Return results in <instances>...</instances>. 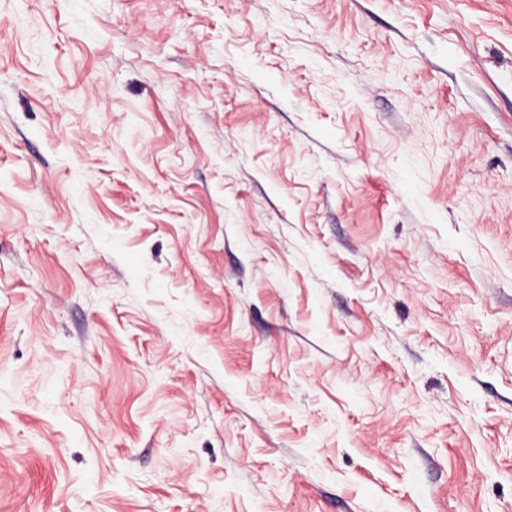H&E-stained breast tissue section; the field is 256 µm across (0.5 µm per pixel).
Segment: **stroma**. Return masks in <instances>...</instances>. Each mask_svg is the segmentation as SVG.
Returning a JSON list of instances; mask_svg holds the SVG:
<instances>
[{
	"instance_id": "35a3bbf8",
	"label": "stroma",
	"mask_w": 512,
	"mask_h": 512,
	"mask_svg": "<svg viewBox=\"0 0 512 512\" xmlns=\"http://www.w3.org/2000/svg\"><path fill=\"white\" fill-rule=\"evenodd\" d=\"M0 512H512V0H0Z\"/></svg>"
}]
</instances>
